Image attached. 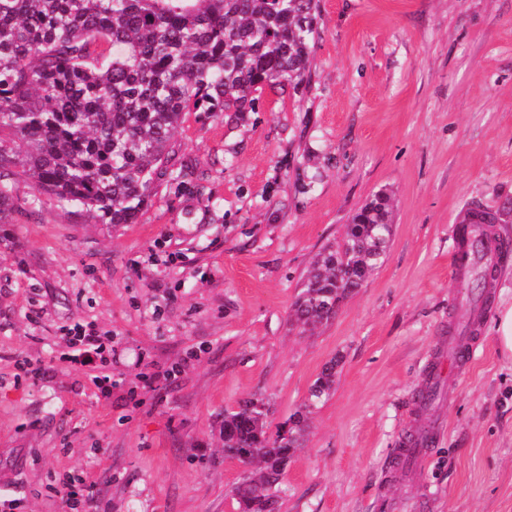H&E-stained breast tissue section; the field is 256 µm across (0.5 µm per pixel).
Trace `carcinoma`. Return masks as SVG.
Listing matches in <instances>:
<instances>
[{
	"mask_svg": "<svg viewBox=\"0 0 512 512\" xmlns=\"http://www.w3.org/2000/svg\"><path fill=\"white\" fill-rule=\"evenodd\" d=\"M314 0H0V224L21 194L45 195L97 224H136L168 147L191 112L255 111L266 86L300 84L315 41ZM112 47L99 52L101 45ZM389 197L380 193L321 253L295 302L297 322H328L386 254ZM471 210L465 224H493ZM493 259L462 284L483 296ZM326 363L304 410L269 432L259 400L224 411L228 459L258 466L233 488L241 512H275L311 409L336 388Z\"/></svg>",
	"mask_w": 512,
	"mask_h": 512,
	"instance_id": "1",
	"label": "carcinoma"
}]
</instances>
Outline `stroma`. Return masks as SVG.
<instances>
[{"label": "stroma", "instance_id": "1", "mask_svg": "<svg viewBox=\"0 0 512 512\" xmlns=\"http://www.w3.org/2000/svg\"><path fill=\"white\" fill-rule=\"evenodd\" d=\"M316 5L302 84L188 114L140 223L44 197L0 224V512H71L91 485L96 512H239L225 411L261 398L279 426L335 357L279 512H512V361L490 330L512 252L478 311L456 270L469 208L504 209L490 232L512 243V0ZM381 191L386 256L302 331L303 277ZM81 330L111 362L72 361Z\"/></svg>", "mask_w": 512, "mask_h": 512}]
</instances>
